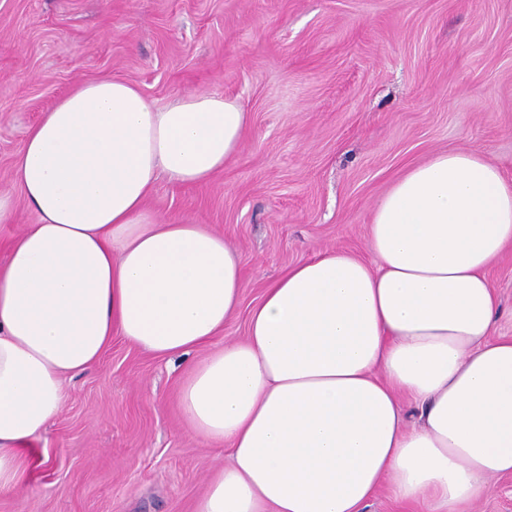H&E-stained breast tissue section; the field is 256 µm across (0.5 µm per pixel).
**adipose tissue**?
Masks as SVG:
<instances>
[{
    "instance_id": "adipose-tissue-1",
    "label": "adipose tissue",
    "mask_w": 512,
    "mask_h": 512,
    "mask_svg": "<svg viewBox=\"0 0 512 512\" xmlns=\"http://www.w3.org/2000/svg\"><path fill=\"white\" fill-rule=\"evenodd\" d=\"M249 123L235 98L160 107L101 79L29 130L15 181L34 220L0 264V496L25 492L67 375L113 337L183 357L237 315L241 254L191 219L158 220L147 200L160 177L223 172ZM369 246L373 266L333 250L289 269L245 339L183 380L189 430L228 456L196 512H361L386 481L401 501L458 512L512 474V340L491 337L486 276L512 246V179L479 152L436 153L379 199Z\"/></svg>"
}]
</instances>
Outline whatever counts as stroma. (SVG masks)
Segmentation results:
<instances>
[{
  "instance_id": "obj_1",
  "label": "stroma",
  "mask_w": 512,
  "mask_h": 512,
  "mask_svg": "<svg viewBox=\"0 0 512 512\" xmlns=\"http://www.w3.org/2000/svg\"><path fill=\"white\" fill-rule=\"evenodd\" d=\"M135 83L157 105L186 92L251 114L213 181L160 178L148 206L223 234L242 255L243 340L265 286L313 255L375 258L377 201L408 166L477 150L512 177V0H0V190L31 127L74 85ZM495 334L512 337V248L488 271ZM205 349L168 363L113 337L67 376L68 401L34 444L24 499L0 512H195L225 462L185 427L181 379ZM49 456L40 464V456Z\"/></svg>"
}]
</instances>
